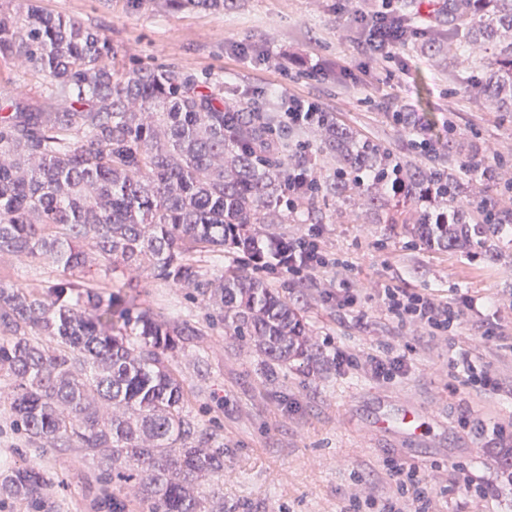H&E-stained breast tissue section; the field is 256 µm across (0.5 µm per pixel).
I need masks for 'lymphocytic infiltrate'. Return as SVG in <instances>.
<instances>
[{
	"instance_id": "1",
	"label": "lymphocytic infiltrate",
	"mask_w": 512,
	"mask_h": 512,
	"mask_svg": "<svg viewBox=\"0 0 512 512\" xmlns=\"http://www.w3.org/2000/svg\"><path fill=\"white\" fill-rule=\"evenodd\" d=\"M358 23L366 34L361 50L374 61L399 54L411 31L409 20L390 12L359 18ZM320 236V227L313 225L307 232L289 238L287 261L271 263L270 271L281 270L300 283L318 285L322 294L335 299L339 307L356 310L358 320H365V311L358 308L363 291L352 285V265L341 262L339 280L324 279L328 263L321 254ZM377 294L387 316L399 326H411L418 332L420 343L427 345L451 340L477 306L476 299L467 293L447 300L427 289L397 284L383 285ZM332 361L337 372L359 369L382 381L405 374L407 367L405 354L393 346L375 355L339 347ZM493 432L507 449L505 464L490 467L482 475L468 466L455 465L442 478L392 457L383 464L382 487L357 484L342 512H440L452 488L463 490V504L468 508L490 497L512 504V425H495Z\"/></svg>"
}]
</instances>
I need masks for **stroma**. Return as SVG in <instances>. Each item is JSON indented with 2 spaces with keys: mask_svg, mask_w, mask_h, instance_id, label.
I'll list each match as a JSON object with an SVG mask.
<instances>
[{
  "mask_svg": "<svg viewBox=\"0 0 512 512\" xmlns=\"http://www.w3.org/2000/svg\"><path fill=\"white\" fill-rule=\"evenodd\" d=\"M31 4L107 37L118 65L174 67L221 85L239 107L275 117L273 138L305 168L322 172L326 164L312 127L284 134L292 96L318 102L401 164L457 169L476 156L497 157L492 179L466 176L464 199L508 206L502 194L512 185V112L476 90L486 81L490 51L439 49L416 35L396 58L372 62L356 49L361 31L351 18L380 10L381 0H224L218 10L184 7L179 0H0V12L21 16ZM392 8L428 31L448 32L447 0H422L417 8L392 0ZM242 44L253 46V54L239 56ZM313 62L323 73L310 71ZM393 99L403 106L404 125H395L386 112ZM418 124L427 128L433 153L410 144ZM383 196L386 206L374 208L331 194L294 214L291 223L262 224L258 231L285 238L305 225H322L324 251L353 264L357 287L431 288L447 299L466 291L483 300L479 320H498V308L512 304V223L487 242L482 258L472 260L428 247L407 223L417 202L388 189ZM57 276L48 257L22 265L0 254L2 281L44 284ZM269 282L320 344L317 359L289 362L270 377L247 341L209 327L203 303L189 290L155 281L133 290L139 304L205 330L189 355L174 363L190 413L224 446L223 475L199 485L214 512H341L356 481L379 483L384 460L393 456L423 468L493 462L491 428L512 419V390L481 392L452 377L459 349L472 345L471 324H463L452 342L425 348L411 328L392 323L378 297L361 302L370 317L365 329L335 301L318 299L310 286L281 275ZM388 342L408 358L406 373L388 382L355 370L337 373L330 361L336 345L373 352ZM409 406L426 421L423 439L376 426L378 411ZM464 411L483 424V433L460 427ZM108 463L104 453L77 464L68 451L47 449L49 494L71 500L78 512H93L95 477Z\"/></svg>",
  "mask_w": 512,
  "mask_h": 512,
  "instance_id": "35a3bbf8",
  "label": "stroma"
}]
</instances>
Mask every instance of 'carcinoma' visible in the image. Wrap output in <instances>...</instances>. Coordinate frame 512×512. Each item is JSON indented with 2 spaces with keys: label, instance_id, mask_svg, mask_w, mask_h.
<instances>
[{
  "label": "carcinoma",
  "instance_id": "cac0c4a2",
  "mask_svg": "<svg viewBox=\"0 0 512 512\" xmlns=\"http://www.w3.org/2000/svg\"><path fill=\"white\" fill-rule=\"evenodd\" d=\"M448 48L483 38L494 52L487 82L512 106V0H448ZM0 56L16 57L42 80L54 104L34 109L13 98L0 116V253L25 263L48 255L59 277L48 286L0 281V384L9 393L4 426L37 448H67L77 460L110 451L98 482L115 485L96 512H211L202 476L224 470V449L187 411L174 357L201 329L142 307L124 288L140 277L189 288L207 319L254 344L273 370L310 360L317 347L297 311L248 272L208 275L196 256L275 254L254 224H286L322 191L363 190L378 200L391 161L377 144L332 116L317 124L319 152L333 162L323 185L284 198L292 158L252 151L270 131L194 76L114 64L107 38L29 7L0 15ZM407 190L450 208L414 213L430 247L476 255L502 225V211L462 201L458 172L442 165L399 167ZM95 270L99 279L88 278ZM127 282H112L116 271ZM0 512H67L46 494L38 463L3 460Z\"/></svg>",
  "mask_w": 512,
  "mask_h": 512
}]
</instances>
